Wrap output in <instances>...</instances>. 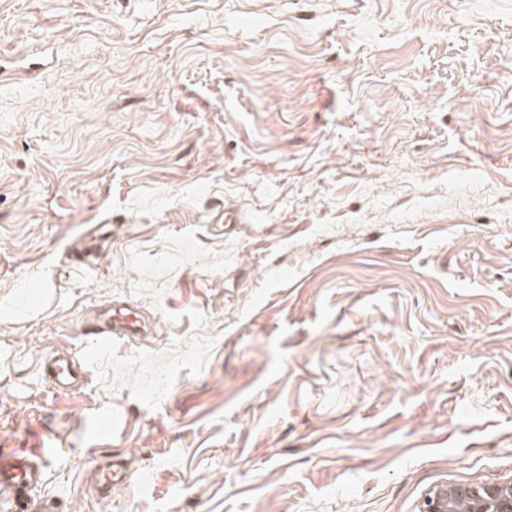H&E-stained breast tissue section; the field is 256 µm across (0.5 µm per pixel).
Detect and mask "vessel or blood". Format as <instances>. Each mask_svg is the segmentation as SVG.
Segmentation results:
<instances>
[{
	"mask_svg": "<svg viewBox=\"0 0 512 512\" xmlns=\"http://www.w3.org/2000/svg\"><path fill=\"white\" fill-rule=\"evenodd\" d=\"M145 322L140 312L129 307H113L90 322L86 334L92 343L105 348L114 339H133L143 332ZM44 371L62 391L72 387L81 368L74 358L56 355L46 360ZM44 462L41 455L26 449L0 453V502L10 504L13 512H58L55 503L30 504L25 491L39 483L43 477ZM127 477L123 469L109 467L101 470L92 488L94 495H108L113 489L125 486Z\"/></svg>",
	"mask_w": 512,
	"mask_h": 512,
	"instance_id": "b4317fda",
	"label": "vessel or blood"
}]
</instances>
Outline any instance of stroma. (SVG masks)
Segmentation results:
<instances>
[{
	"label": "stroma",
	"mask_w": 512,
	"mask_h": 512,
	"mask_svg": "<svg viewBox=\"0 0 512 512\" xmlns=\"http://www.w3.org/2000/svg\"><path fill=\"white\" fill-rule=\"evenodd\" d=\"M119 302L151 335L57 390ZM8 448L61 512L512 483V0H0ZM75 361L76 359L66 355H55L45 360V374L52 377L59 390L67 391L80 376L82 370ZM128 482L125 472L122 468H117L115 464L100 471L99 479L92 487V493L98 495H112V488H120Z\"/></svg>",
	"instance_id": "obj_1"
}]
</instances>
